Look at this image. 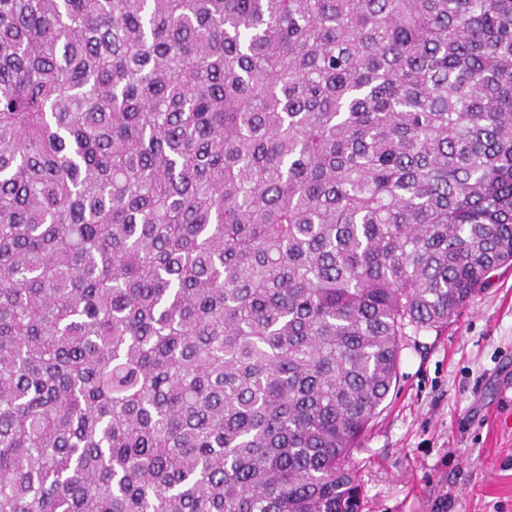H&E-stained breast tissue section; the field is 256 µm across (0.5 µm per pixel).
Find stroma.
I'll return each mask as SVG.
<instances>
[{
  "instance_id": "1",
  "label": "stroma",
  "mask_w": 512,
  "mask_h": 512,
  "mask_svg": "<svg viewBox=\"0 0 512 512\" xmlns=\"http://www.w3.org/2000/svg\"><path fill=\"white\" fill-rule=\"evenodd\" d=\"M354 458L362 512H512V268L405 346Z\"/></svg>"
}]
</instances>
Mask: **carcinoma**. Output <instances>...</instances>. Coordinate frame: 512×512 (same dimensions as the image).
Returning <instances> with one entry per match:
<instances>
[{
    "mask_svg": "<svg viewBox=\"0 0 512 512\" xmlns=\"http://www.w3.org/2000/svg\"><path fill=\"white\" fill-rule=\"evenodd\" d=\"M507 267L512 0H0V512H362Z\"/></svg>",
    "mask_w": 512,
    "mask_h": 512,
    "instance_id": "1",
    "label": "carcinoma"
}]
</instances>
